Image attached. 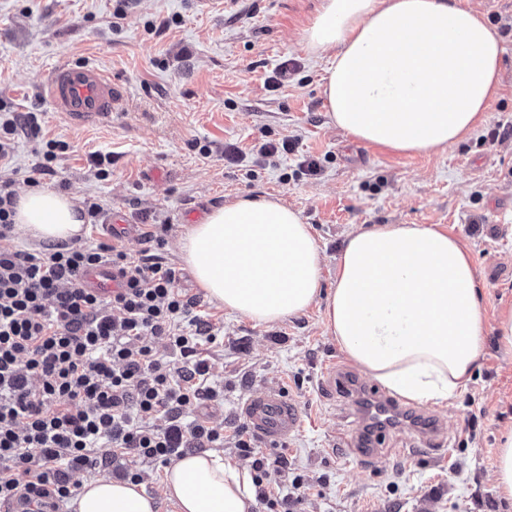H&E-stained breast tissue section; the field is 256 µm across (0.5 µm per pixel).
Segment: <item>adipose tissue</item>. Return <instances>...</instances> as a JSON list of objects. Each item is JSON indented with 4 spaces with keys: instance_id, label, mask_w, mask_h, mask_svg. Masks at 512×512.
Segmentation results:
<instances>
[{
    "instance_id": "adipose-tissue-1",
    "label": "adipose tissue",
    "mask_w": 512,
    "mask_h": 512,
    "mask_svg": "<svg viewBox=\"0 0 512 512\" xmlns=\"http://www.w3.org/2000/svg\"><path fill=\"white\" fill-rule=\"evenodd\" d=\"M335 48L323 88L329 115L352 138L394 152L437 153L484 123L502 82L497 28L459 0H323L303 33ZM13 222L30 239L83 236L68 193L16 197ZM180 251L198 285L225 310L259 324L304 313L323 280L310 225L274 198H239L190 225ZM327 328L363 372L402 397L441 403L471 380L486 326L476 271L459 241L423 224L351 232L325 309ZM164 492L179 512H252V477L214 452L168 465ZM78 512H157L142 485L102 476L82 484Z\"/></svg>"
}]
</instances>
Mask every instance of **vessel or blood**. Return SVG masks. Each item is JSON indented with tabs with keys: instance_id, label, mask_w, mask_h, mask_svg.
I'll use <instances>...</instances> for the list:
<instances>
[{
	"instance_id": "vessel-or-blood-1",
	"label": "vessel or blood",
	"mask_w": 512,
	"mask_h": 512,
	"mask_svg": "<svg viewBox=\"0 0 512 512\" xmlns=\"http://www.w3.org/2000/svg\"><path fill=\"white\" fill-rule=\"evenodd\" d=\"M123 93L111 77L94 66L63 64L47 83V101L53 111L64 113L71 123L85 125L111 119ZM83 288L98 294H110L117 286L112 268L101 265L87 270L81 277ZM409 409L386 392L369 391L364 414L373 433L357 436L353 453L362 463H370L380 452L379 436L395 428ZM248 427L268 445L290 439L302 425L298 404L283 391L268 388L249 395L239 406Z\"/></svg>"
}]
</instances>
